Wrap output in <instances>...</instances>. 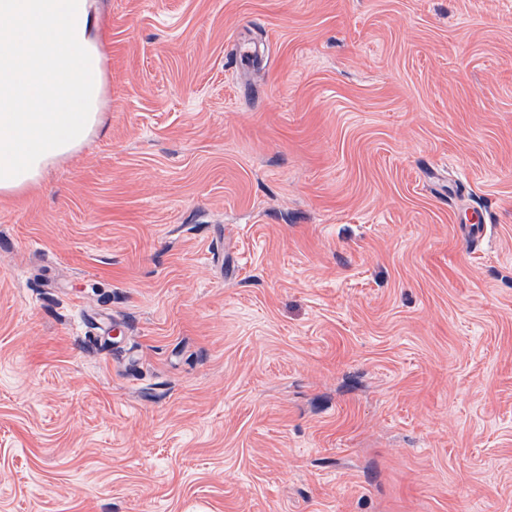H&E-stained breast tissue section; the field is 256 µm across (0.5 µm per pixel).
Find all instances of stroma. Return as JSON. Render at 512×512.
Listing matches in <instances>:
<instances>
[{"label":"stroma","instance_id":"stroma-1","mask_svg":"<svg viewBox=\"0 0 512 512\" xmlns=\"http://www.w3.org/2000/svg\"><path fill=\"white\" fill-rule=\"evenodd\" d=\"M97 8L103 127L0 198V512H512V0Z\"/></svg>","mask_w":512,"mask_h":512}]
</instances>
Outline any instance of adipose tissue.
<instances>
[{"label":"adipose tissue","mask_w":512,"mask_h":512,"mask_svg":"<svg viewBox=\"0 0 512 512\" xmlns=\"http://www.w3.org/2000/svg\"><path fill=\"white\" fill-rule=\"evenodd\" d=\"M96 0H0V197L41 185L103 122Z\"/></svg>","instance_id":"adipose-tissue-1"}]
</instances>
